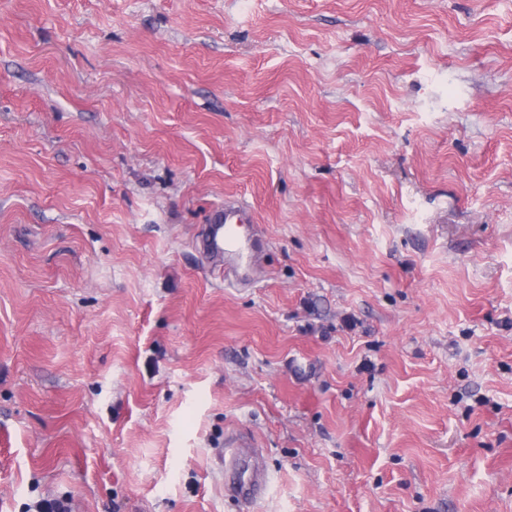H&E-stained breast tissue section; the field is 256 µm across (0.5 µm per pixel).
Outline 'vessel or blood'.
I'll use <instances>...</instances> for the list:
<instances>
[{
	"mask_svg": "<svg viewBox=\"0 0 512 512\" xmlns=\"http://www.w3.org/2000/svg\"><path fill=\"white\" fill-rule=\"evenodd\" d=\"M247 203L237 198L225 200L215 207L208 224L202 232L205 252L213 258L223 260L224 276L239 282L249 279L260 258L261 245L257 238L241 235L239 226L245 220ZM266 483V474L260 466H253L249 479L232 480L229 488L244 500L258 495Z\"/></svg>",
	"mask_w": 512,
	"mask_h": 512,
	"instance_id": "vessel-or-blood-1",
	"label": "vessel or blood"
}]
</instances>
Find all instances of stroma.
Masks as SVG:
<instances>
[{"label":"stroma","mask_w":512,"mask_h":512,"mask_svg":"<svg viewBox=\"0 0 512 512\" xmlns=\"http://www.w3.org/2000/svg\"><path fill=\"white\" fill-rule=\"evenodd\" d=\"M40 498L512 512V0H0V512ZM247 206L242 198H225L224 205L214 208L203 228L204 251L215 259H224V281L249 279L260 258L259 240L239 231L238 224H244ZM266 483V474L264 470L256 464L252 466V473L248 480H238L235 478L229 483V489L242 500H249L258 495Z\"/></svg>","instance_id":"stroma-1"}]
</instances>
